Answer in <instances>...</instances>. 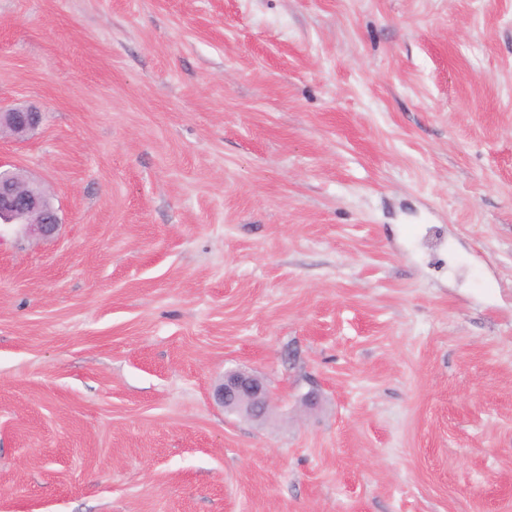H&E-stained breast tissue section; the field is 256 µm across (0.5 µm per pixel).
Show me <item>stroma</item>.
Here are the masks:
<instances>
[{"label": "stroma", "mask_w": 512, "mask_h": 512, "mask_svg": "<svg viewBox=\"0 0 512 512\" xmlns=\"http://www.w3.org/2000/svg\"><path fill=\"white\" fill-rule=\"evenodd\" d=\"M0 104V512H512V0H0ZM42 122V114L32 110L5 109L0 106V129L23 136L36 129ZM0 163V224L21 225L30 235L50 238L60 219L49 192L40 183L24 180L31 186L22 190V178L15 168ZM214 397L225 410L253 419L264 418L273 404L272 393L262 379L245 369L225 372Z\"/></svg>", "instance_id": "obj_1"}]
</instances>
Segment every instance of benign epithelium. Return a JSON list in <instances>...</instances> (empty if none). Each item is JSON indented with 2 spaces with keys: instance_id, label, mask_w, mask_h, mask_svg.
Returning a JSON list of instances; mask_svg holds the SVG:
<instances>
[{
  "instance_id": "7a95c632",
  "label": "benign epithelium",
  "mask_w": 512,
  "mask_h": 512,
  "mask_svg": "<svg viewBox=\"0 0 512 512\" xmlns=\"http://www.w3.org/2000/svg\"><path fill=\"white\" fill-rule=\"evenodd\" d=\"M42 114L32 110L5 109L0 106V129L23 136L36 129ZM15 168L0 163V224L21 225L30 235L50 238L57 232L60 219L49 192L40 183L20 187ZM215 400L225 410L253 419L264 418L273 404L268 387L256 374L236 369L224 373V380L214 390Z\"/></svg>"
}]
</instances>
